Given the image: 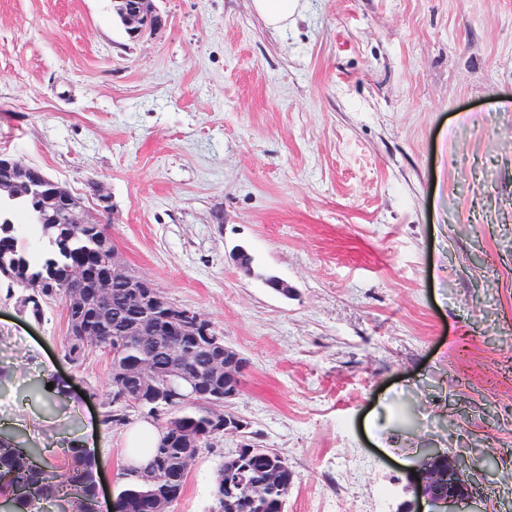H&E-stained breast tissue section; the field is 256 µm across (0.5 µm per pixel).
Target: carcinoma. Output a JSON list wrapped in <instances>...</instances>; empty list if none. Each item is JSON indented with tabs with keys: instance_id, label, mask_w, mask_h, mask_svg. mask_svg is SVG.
<instances>
[{
	"instance_id": "carcinoma-1",
	"label": "carcinoma",
	"mask_w": 512,
	"mask_h": 512,
	"mask_svg": "<svg viewBox=\"0 0 512 512\" xmlns=\"http://www.w3.org/2000/svg\"><path fill=\"white\" fill-rule=\"evenodd\" d=\"M66 204L36 202L28 196L15 201L3 222L0 217V264L16 271L17 279L7 283V289L19 288L27 293L29 313L40 319L43 304L61 300L67 313V326H72L78 315L84 317L96 335L82 339V346L72 342L71 334L64 336V355L77 362L89 350L112 348L119 337L114 328L124 319L133 316L124 305L125 289L112 286V298L107 305L111 318H100L102 305L95 296V279L104 252L101 242L111 238L109 225L101 224L92 234L73 236L66 230ZM77 265L87 269L85 278L75 285L83 301L80 309L69 302L70 271ZM195 346L193 338L184 336L171 339L157 336L154 340H127L121 344L120 356L110 363L116 372L128 361L142 356L153 359L157 374L167 373L173 366H180L195 376L202 398L182 400L176 398L157 408L154 419L160 421V438L151 450V459L164 455L162 480L150 487L132 480L117 496L118 512H145L153 498L178 500L186 485L188 474L183 472V446L181 432L191 428L204 435L206 446H212L214 410L206 399L216 392L219 385L210 377L208 360L220 352V347H201L196 355L181 358L186 347ZM257 453L242 468L220 466L213 490L216 512H281V490L290 487L294 474L288 463L279 455L250 444ZM72 464L68 471L58 474L33 464L23 449L7 440H0V492L18 502L17 512H43L42 504L50 500H63L68 512H89L95 499L94 462L83 449L69 448Z\"/></svg>"
}]
</instances>
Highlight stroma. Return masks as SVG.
I'll return each mask as SVG.
<instances>
[{"mask_svg": "<svg viewBox=\"0 0 512 512\" xmlns=\"http://www.w3.org/2000/svg\"><path fill=\"white\" fill-rule=\"evenodd\" d=\"M155 5L132 38L112 0H0V152L247 359L229 409L291 467L286 512H402L426 448L493 455L476 507L512 512V0H297L278 30L253 0ZM20 295L0 288V436L60 473L86 440L107 512L109 359L68 360L62 302L37 321ZM239 443L201 449L173 512H214ZM0 158H16L21 160L15 155L6 152H1ZM21 162L30 167L36 173L34 181L29 184V191L31 194L37 196L38 198H41L43 193H46L49 198H59L62 195H67V190L61 183L50 178L41 169L33 167L22 160Z\"/></svg>", "mask_w": 512, "mask_h": 512, "instance_id": "1", "label": "stroma"}]
</instances>
